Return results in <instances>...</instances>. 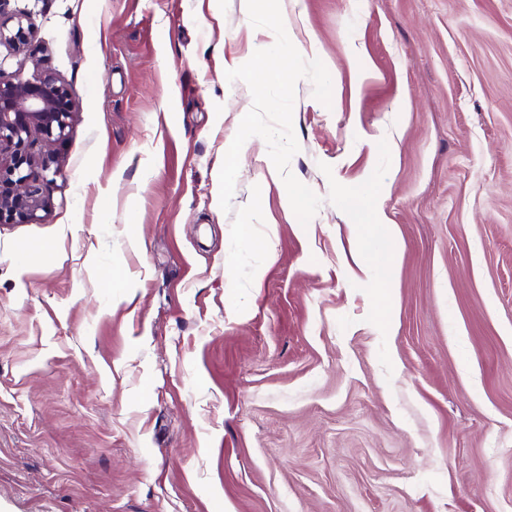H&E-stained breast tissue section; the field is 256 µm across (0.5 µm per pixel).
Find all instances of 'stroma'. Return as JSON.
<instances>
[{
  "label": "stroma",
  "instance_id": "stroma-1",
  "mask_svg": "<svg viewBox=\"0 0 512 512\" xmlns=\"http://www.w3.org/2000/svg\"><path fill=\"white\" fill-rule=\"evenodd\" d=\"M291 173L231 302L219 171L266 42L245 0H37L75 112L34 221L0 223V512H512V0H283ZM379 210L372 223L368 203ZM399 244L393 270L355 258Z\"/></svg>",
  "mask_w": 512,
  "mask_h": 512
}]
</instances>
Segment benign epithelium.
<instances>
[{"instance_id":"7a95c632","label":"benign epithelium","mask_w":512,"mask_h":512,"mask_svg":"<svg viewBox=\"0 0 512 512\" xmlns=\"http://www.w3.org/2000/svg\"><path fill=\"white\" fill-rule=\"evenodd\" d=\"M10 2L0 0V44L33 57L38 48L27 43L22 26L27 14L9 10ZM72 115V90L51 74L0 81V223L36 220L49 210L47 188L58 172V161L35 143L64 141Z\"/></svg>"}]
</instances>
